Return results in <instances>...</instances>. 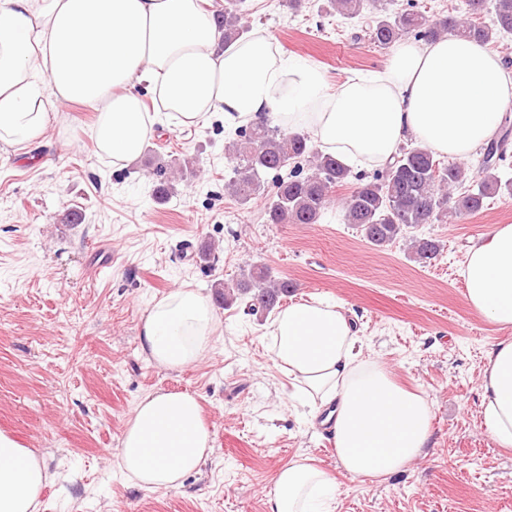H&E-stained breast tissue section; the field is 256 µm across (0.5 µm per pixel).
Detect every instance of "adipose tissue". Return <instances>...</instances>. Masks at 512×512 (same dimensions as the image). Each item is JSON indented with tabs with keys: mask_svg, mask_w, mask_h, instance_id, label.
Wrapping results in <instances>:
<instances>
[{
	"mask_svg": "<svg viewBox=\"0 0 512 512\" xmlns=\"http://www.w3.org/2000/svg\"><path fill=\"white\" fill-rule=\"evenodd\" d=\"M211 0H0V145L20 153L44 140L63 105L95 107L99 155L119 166L155 133L151 93L169 130L276 118L354 170L392 159L415 139L464 160L503 125L512 71L485 46L448 36L397 44L384 66L329 86L322 70L285 55L257 29L225 42ZM466 301L507 338L489 345L479 415L497 447L512 449V224L467 253ZM222 333L209 297L179 288L141 318L140 348L155 367L179 371L203 359ZM275 366L309 414L325 413L338 467L383 477L422 457L431 406L365 358L350 318L331 302H299L268 326ZM212 451L197 398L153 392L135 405L118 466L137 486L179 488ZM49 480L38 451L0 431V512H37ZM336 478L300 454L277 472L267 512H334Z\"/></svg>",
	"mask_w": 512,
	"mask_h": 512,
	"instance_id": "ef3b65f1",
	"label": "adipose tissue"
}]
</instances>
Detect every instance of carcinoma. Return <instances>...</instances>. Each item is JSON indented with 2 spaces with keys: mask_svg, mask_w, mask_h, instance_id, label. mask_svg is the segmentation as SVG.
Instances as JSON below:
<instances>
[{
  "mask_svg": "<svg viewBox=\"0 0 512 512\" xmlns=\"http://www.w3.org/2000/svg\"><path fill=\"white\" fill-rule=\"evenodd\" d=\"M484 0H463L464 14L429 18L419 10L390 12L378 0H331L336 12L346 20L363 16L367 7L376 9L368 23L370 42L388 49L402 36L432 40L445 34L489 44L503 34H512V0H497L493 25L474 19ZM245 0H224V9L215 22L224 32V42L242 36ZM233 164L227 188L240 204L248 203L265 190L268 175H273L274 193L266 208L269 224H316L330 205L333 188L349 181L351 170L330 153L315 150L307 137L283 132L267 118L249 129L238 131L232 144ZM503 159V147L491 143L483 152L478 169L469 175L464 166L442 163L425 147L402 149L394 161L386 164L373 179L359 182L344 203V220L356 226L364 238L376 247H383L419 224H433L452 212L461 217L483 209L490 195L507 192L512 195V180L502 179L497 161ZM312 163L313 171L302 175L299 162ZM159 176L154 192L161 200L174 194L166 170L156 169ZM440 250L431 237L414 238L412 255L416 262L426 264ZM296 285L284 278L274 279L263 265H255L232 286L224 287V305L240 297H249L248 310L259 304L273 308Z\"/></svg>",
  "mask_w": 512,
  "mask_h": 512,
  "instance_id": "1",
  "label": "carcinoma"
}]
</instances>
